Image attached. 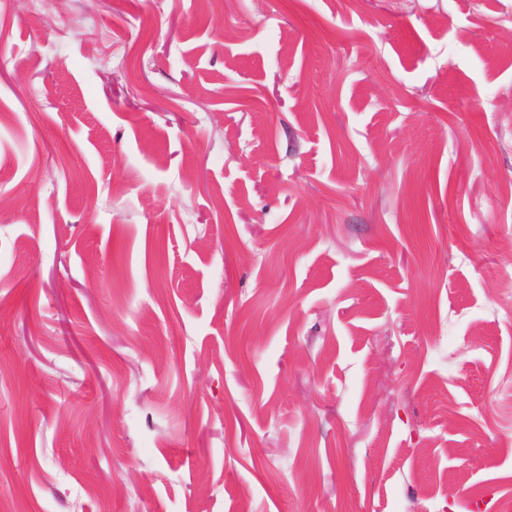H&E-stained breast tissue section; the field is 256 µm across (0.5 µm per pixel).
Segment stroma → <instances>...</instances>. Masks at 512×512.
Instances as JSON below:
<instances>
[{
    "label": "stroma",
    "mask_w": 512,
    "mask_h": 512,
    "mask_svg": "<svg viewBox=\"0 0 512 512\" xmlns=\"http://www.w3.org/2000/svg\"><path fill=\"white\" fill-rule=\"evenodd\" d=\"M512 0H0V512H500Z\"/></svg>",
    "instance_id": "35a3bbf8"
}]
</instances>
